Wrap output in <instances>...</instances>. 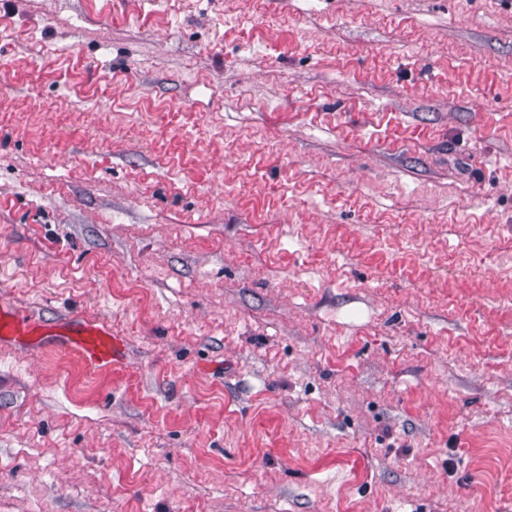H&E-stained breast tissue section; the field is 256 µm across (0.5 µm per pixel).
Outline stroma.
Wrapping results in <instances>:
<instances>
[{
  "label": "stroma",
  "mask_w": 512,
  "mask_h": 512,
  "mask_svg": "<svg viewBox=\"0 0 512 512\" xmlns=\"http://www.w3.org/2000/svg\"><path fill=\"white\" fill-rule=\"evenodd\" d=\"M0 512H512V0H0ZM51 327L10 303L0 302V346L53 344L74 351L93 368H105L124 360L125 344L103 324L77 317L66 318Z\"/></svg>",
  "instance_id": "35a3bbf8"
}]
</instances>
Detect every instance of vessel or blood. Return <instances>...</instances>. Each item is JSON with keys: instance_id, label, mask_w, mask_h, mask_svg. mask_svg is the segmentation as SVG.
<instances>
[{"instance_id": "vessel-or-blood-1", "label": "vessel or blood", "mask_w": 512, "mask_h": 512, "mask_svg": "<svg viewBox=\"0 0 512 512\" xmlns=\"http://www.w3.org/2000/svg\"><path fill=\"white\" fill-rule=\"evenodd\" d=\"M53 344L76 352L94 368H105L123 361L125 344L103 324L70 317L48 327L10 303L0 302V346Z\"/></svg>"}]
</instances>
